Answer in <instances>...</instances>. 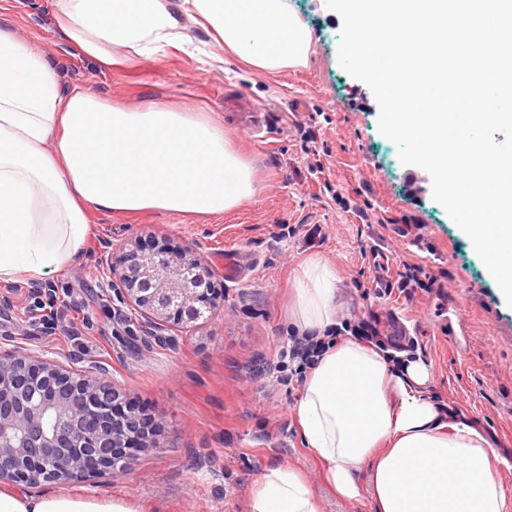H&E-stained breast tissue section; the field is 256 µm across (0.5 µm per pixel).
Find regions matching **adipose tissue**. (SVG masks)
Here are the masks:
<instances>
[{
    "mask_svg": "<svg viewBox=\"0 0 512 512\" xmlns=\"http://www.w3.org/2000/svg\"><path fill=\"white\" fill-rule=\"evenodd\" d=\"M256 70L306 66L312 35L287 0H55L57 31L108 67L116 56L186 49L183 18ZM255 193L250 165L207 116L173 106L130 110L91 89L60 90L41 48L0 26V282L43 279L64 267L89 233V213L174 211L213 215ZM292 324L326 334L336 324V275L306 265ZM411 360L403 371L348 341L326 349L294 406L304 445L334 493L360 497L368 468L377 512H512L494 476L498 455L466 423L446 425ZM0 512H143L126 499L0 491ZM250 512H318L294 468L267 467Z\"/></svg>",
    "mask_w": 512,
    "mask_h": 512,
    "instance_id": "adipose-tissue-1",
    "label": "adipose tissue"
}]
</instances>
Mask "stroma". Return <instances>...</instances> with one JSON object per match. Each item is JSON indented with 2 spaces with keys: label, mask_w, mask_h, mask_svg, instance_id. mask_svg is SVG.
I'll return each instance as SVG.
<instances>
[{
  "label": "stroma",
  "mask_w": 512,
  "mask_h": 512,
  "mask_svg": "<svg viewBox=\"0 0 512 512\" xmlns=\"http://www.w3.org/2000/svg\"><path fill=\"white\" fill-rule=\"evenodd\" d=\"M288 5L312 33L308 63L262 73L194 25L187 33L209 44V64L172 50L105 69L57 32L53 0H0V25L38 40L62 86H88L131 109L160 104L206 113L250 164L256 186L241 206L206 217L91 212L84 245L48 277L63 300L62 328L42 330L40 316L54 310L32 314L31 284L21 279L0 283L11 299L0 308V339L72 356L80 367L98 364L126 405L162 419L157 446L137 452L130 471L74 483L72 493L133 500L144 512H248L257 479L277 462L304 475L320 512H375L368 471L357 476L359 499L328 487L293 413L302 391L277 369L292 332L296 278L305 262L319 258L336 273L337 322L374 319L382 334L402 336L429 372L426 396L458 408L460 421L492 444L512 496V308L469 238L433 199L427 172L403 165L396 145L379 133L372 91L338 62L340 16L325 0ZM242 96L264 108L265 139H253L244 113L231 108ZM300 124L317 135L321 174L307 171ZM283 224L295 234L280 237ZM133 240L199 255L212 272L218 315L172 343L144 346L139 315L129 309L115 318L100 277L103 265L123 266L121 245ZM224 253L237 259L235 277L217 261ZM377 253L393 272L409 264L441 274V287L410 297L379 294L372 284ZM22 324L28 335H18Z\"/></svg>",
  "instance_id": "35a3bbf8"
}]
</instances>
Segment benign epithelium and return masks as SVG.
Instances as JSON below:
<instances>
[{
  "label": "benign epithelium",
  "mask_w": 512,
  "mask_h": 512,
  "mask_svg": "<svg viewBox=\"0 0 512 512\" xmlns=\"http://www.w3.org/2000/svg\"><path fill=\"white\" fill-rule=\"evenodd\" d=\"M128 263L104 273V292L117 312L129 307L146 338L174 340L169 331L191 328L217 313L207 300L211 272L190 251L128 249ZM41 306L58 302L56 288L33 289ZM120 391L98 366L74 368L46 349L0 352V484L67 485L130 469L128 448H150L146 418L121 412Z\"/></svg>",
  "instance_id": "benign-epithelium-1"
}]
</instances>
